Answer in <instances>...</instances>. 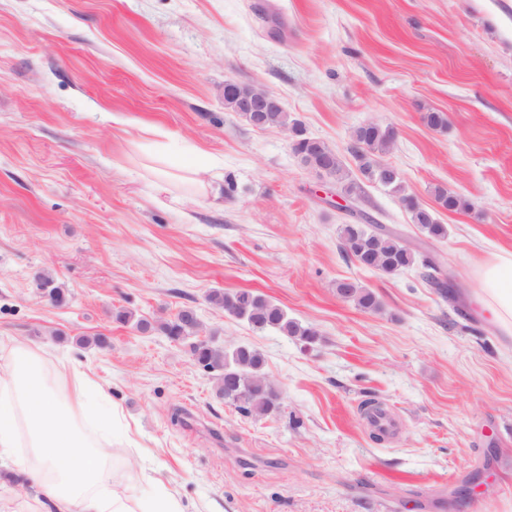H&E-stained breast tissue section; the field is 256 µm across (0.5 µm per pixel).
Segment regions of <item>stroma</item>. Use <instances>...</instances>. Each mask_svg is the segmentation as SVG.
<instances>
[{"mask_svg":"<svg viewBox=\"0 0 512 512\" xmlns=\"http://www.w3.org/2000/svg\"><path fill=\"white\" fill-rule=\"evenodd\" d=\"M228 80L279 95L350 167L353 129L389 128L408 192L470 210L430 239L380 184L333 201L284 129L225 109ZM172 159L204 161L206 195L159 181ZM362 214L439 255L472 309L478 264L512 252V0H0V344L107 389L114 486L148 500L161 474L188 512H512V341L418 270L348 258L338 228ZM215 290L261 293L318 340L254 330ZM185 306L264 354L279 415H241L186 346L112 318ZM370 397L398 422L381 442ZM336 288H346L347 293L344 294V298L365 311L375 312L382 308L379 298L357 282L342 280L336 285Z\"/></svg>","mask_w":512,"mask_h":512,"instance_id":"obj_1","label":"stroma"}]
</instances>
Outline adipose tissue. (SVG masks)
<instances>
[{
    "mask_svg": "<svg viewBox=\"0 0 512 512\" xmlns=\"http://www.w3.org/2000/svg\"><path fill=\"white\" fill-rule=\"evenodd\" d=\"M474 301L500 335L512 336V252L482 269ZM106 389L67 365L47 368L40 349L17 344L0 352V468L23 475L38 500L32 512H185L178 493L161 487L147 501L110 482L111 445L92 439L86 420L110 428Z\"/></svg>",
    "mask_w": 512,
    "mask_h": 512,
    "instance_id": "ef3b65f1",
    "label": "adipose tissue"
}]
</instances>
